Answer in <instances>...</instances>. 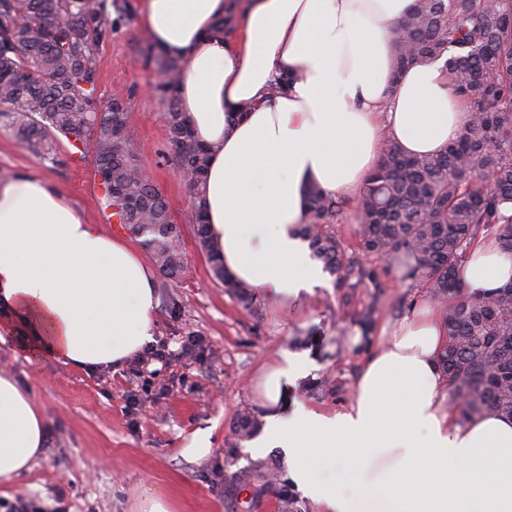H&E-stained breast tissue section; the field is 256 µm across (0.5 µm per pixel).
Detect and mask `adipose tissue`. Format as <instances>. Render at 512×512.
<instances>
[{"label":"adipose tissue","mask_w":512,"mask_h":512,"mask_svg":"<svg viewBox=\"0 0 512 512\" xmlns=\"http://www.w3.org/2000/svg\"><path fill=\"white\" fill-rule=\"evenodd\" d=\"M415 0H140L155 43L182 64L179 107L210 153L196 200L225 271L289 303L322 279L298 234L308 191L345 198L375 171L384 141L433 156L470 114L443 61L397 69L390 32ZM234 11L225 34L218 21ZM479 297L512 282V253L469 248L458 268ZM0 309L27 352L78 367L118 365L152 343V269L122 238L88 223L47 175L0 182ZM441 310L426 301L364 365L345 410L289 404L308 360L287 351L259 386L267 412L255 450L281 449L323 512H512V418L458 424L440 359ZM44 414L0 376V482L42 451ZM343 464L355 484L323 477Z\"/></svg>","instance_id":"adipose-tissue-1"}]
</instances>
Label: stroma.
Returning <instances> with one entry per match:
<instances>
[{
    "mask_svg": "<svg viewBox=\"0 0 512 512\" xmlns=\"http://www.w3.org/2000/svg\"><path fill=\"white\" fill-rule=\"evenodd\" d=\"M129 4L128 17L98 50V94L130 108L127 136L181 231L185 270L158 291L155 334L176 356L163 364L135 356L87 371L29 357L22 331L0 335V374L28 392L47 422L42 454L31 470L0 483V502L23 497L46 512H141L142 500L154 494L171 512H322L296 487H284L288 466L279 451L250 453L251 438L234 433L236 417L248 411L263 418L255 380L284 350L313 364L297 380L292 400L322 412L343 408L384 327L431 291L421 281L394 280L384 261L361 252L350 206L333 232L354 260L351 287H338L327 274L286 308L261 297L247 308L228 294L198 245L195 194L173 160L168 103L154 90L157 68L141 53L149 34L139 0ZM22 171L50 176L88 223L139 246L124 225L107 223L91 162L51 164L0 122V178ZM366 312L371 324L365 328L360 317ZM190 338L198 341L195 353L179 356ZM132 394L139 400L134 407L127 403ZM201 435L209 442L204 453L194 449Z\"/></svg>",
    "mask_w": 512,
    "mask_h": 512,
    "instance_id": "stroma-1",
    "label": "stroma"
}]
</instances>
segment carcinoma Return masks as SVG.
<instances>
[{"instance_id":"1","label":"carcinoma","mask_w":512,"mask_h":512,"mask_svg":"<svg viewBox=\"0 0 512 512\" xmlns=\"http://www.w3.org/2000/svg\"><path fill=\"white\" fill-rule=\"evenodd\" d=\"M128 11V0H0V99L8 105L0 120L52 163L63 138L69 156L92 157L103 179L101 210L125 219L166 287L184 270L180 233L126 136L131 112L102 101L96 83L104 23ZM391 41L402 67L446 58L449 86L470 105V121L435 156H410L397 142H384L379 167L357 198V234L362 251L387 261L401 280L422 278L443 296L461 289L457 267L481 229H492L500 248L512 252V0H415ZM143 53L163 76L157 90L169 104L173 160L198 191L209 149L179 109L181 66L152 42ZM346 205L311 189L299 229L313 257L342 284L350 265L328 227ZM195 232L215 278L252 306L248 285L215 257L199 209ZM446 323L442 367L457 423L489 412L512 417V285L448 307Z\"/></svg>"}]
</instances>
